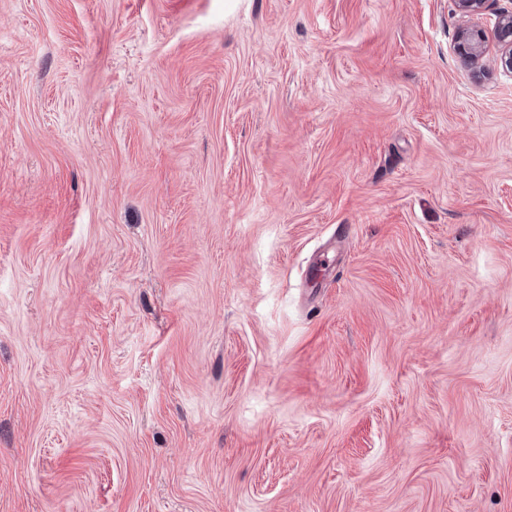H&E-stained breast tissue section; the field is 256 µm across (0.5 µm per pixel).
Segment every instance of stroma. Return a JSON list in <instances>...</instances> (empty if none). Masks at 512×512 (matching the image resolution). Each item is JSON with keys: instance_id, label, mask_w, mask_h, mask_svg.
Segmentation results:
<instances>
[{"instance_id": "obj_1", "label": "stroma", "mask_w": 512, "mask_h": 512, "mask_svg": "<svg viewBox=\"0 0 512 512\" xmlns=\"http://www.w3.org/2000/svg\"><path fill=\"white\" fill-rule=\"evenodd\" d=\"M509 6L0 0V512H512ZM496 41L498 46L496 63L503 71L512 74V8L499 13ZM486 36L482 29L466 27L457 38L458 54L468 63L477 67L486 54Z\"/></svg>"}]
</instances>
